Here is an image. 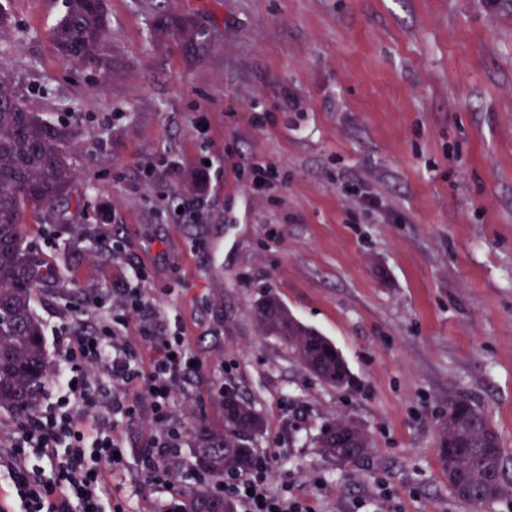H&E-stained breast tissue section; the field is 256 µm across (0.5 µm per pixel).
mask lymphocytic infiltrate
<instances>
[{
  "instance_id": "obj_1",
  "label": "lymphocytic infiltrate",
  "mask_w": 512,
  "mask_h": 512,
  "mask_svg": "<svg viewBox=\"0 0 512 512\" xmlns=\"http://www.w3.org/2000/svg\"><path fill=\"white\" fill-rule=\"evenodd\" d=\"M114 306L121 317L132 314L143 323L138 342L107 330L70 343L51 374L58 398L17 421L10 450L0 452V466L10 475L0 512H123L122 505L112 502V474L121 461L110 419L135 420L146 410L155 424H164L174 388L192 366L182 330L155 334V310L140 287L119 289ZM141 346L149 352L145 372L136 364ZM104 376L120 391L105 406L99 389ZM100 408L107 421L89 427L90 413ZM32 457L48 461L49 478L31 475L27 461ZM276 464V455L263 456L251 475L228 483L231 498L245 512H304L300 503L270 492L267 475Z\"/></svg>"
}]
</instances>
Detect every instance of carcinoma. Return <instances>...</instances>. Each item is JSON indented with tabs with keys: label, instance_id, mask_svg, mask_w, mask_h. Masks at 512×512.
<instances>
[{
	"label": "carcinoma",
	"instance_id": "obj_1",
	"mask_svg": "<svg viewBox=\"0 0 512 512\" xmlns=\"http://www.w3.org/2000/svg\"><path fill=\"white\" fill-rule=\"evenodd\" d=\"M107 24L105 7L66 0V11L50 35L64 58L109 76L115 59L106 41ZM155 31L173 38L191 60L208 51V32L187 16L162 11ZM77 139L71 125L32 111L10 80L0 77V411L13 421L33 412L51 373L33 303L39 287H52L54 274L30 254L22 223L27 213L50 210L68 198ZM253 317L263 335L288 348L319 379L338 388L350 386L348 367L335 345L298 320L277 295L265 294ZM221 399L224 428L197 424L191 448L195 482L165 512H199L206 499L217 497L209 480L253 471L254 442L263 419L232 387L224 388ZM319 445L341 464L355 462L371 449L368 433L349 420L326 427ZM438 461L448 488L473 512H489L493 504L512 496L498 436L482 410L468 401L448 406L440 424Z\"/></svg>",
	"mask_w": 512,
	"mask_h": 512
}]
</instances>
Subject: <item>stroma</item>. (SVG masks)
I'll return each mask as SVG.
<instances>
[{
    "mask_svg": "<svg viewBox=\"0 0 512 512\" xmlns=\"http://www.w3.org/2000/svg\"><path fill=\"white\" fill-rule=\"evenodd\" d=\"M105 4L112 76L56 50L65 0H8L0 76L79 133L70 200L23 227L59 277L34 302L49 359L63 324L96 332L139 284L154 330L182 326L197 361L169 408L180 469L148 482L138 453L161 427L115 422L116 501L162 512L230 383L264 419L257 455H278L270 490L307 512H471L439 466V425L450 403L479 407L512 477V0ZM162 8L209 31L204 56L156 37ZM258 162L274 191H253ZM104 232L121 255H94ZM268 292L336 346L351 388L262 335L252 306ZM83 293L102 303L81 316L66 298ZM340 419L372 438L356 462L317 444Z\"/></svg>",
    "mask_w": 512,
    "mask_h": 512,
    "instance_id": "stroma-1",
    "label": "stroma"
}]
</instances>
